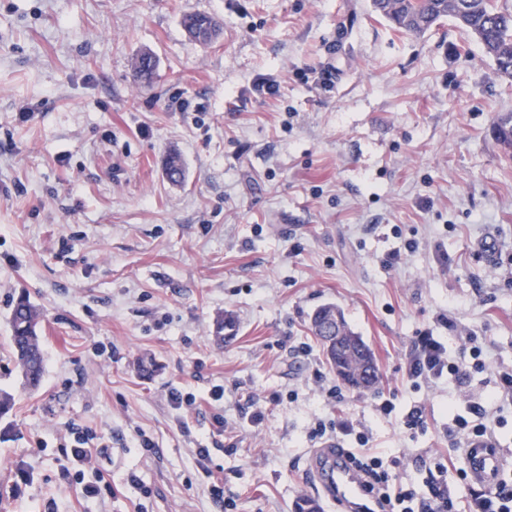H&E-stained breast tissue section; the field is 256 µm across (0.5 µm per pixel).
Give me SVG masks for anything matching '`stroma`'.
Wrapping results in <instances>:
<instances>
[{"label":"stroma","instance_id":"35a3bbf8","mask_svg":"<svg viewBox=\"0 0 512 512\" xmlns=\"http://www.w3.org/2000/svg\"><path fill=\"white\" fill-rule=\"evenodd\" d=\"M187 12L215 17L219 38L192 39ZM145 52L157 66L140 84ZM508 114L512 80L450 19L414 37L371 0H0V388L15 396L0 512H294L318 496L309 431L340 419L355 432L336 447L421 493L418 459L457 455L453 417L473 402L501 419L512 472V402L487 401L512 369V159L494 133ZM22 294L41 313L34 392L10 341ZM325 304L369 345L374 389L326 362L309 330ZM228 313L237 332L217 340ZM452 323L485 370L462 388L411 378L417 336ZM173 388L195 410L173 409ZM74 424L96 429L111 493L87 497L95 471L68 472Z\"/></svg>","mask_w":512,"mask_h":512}]
</instances>
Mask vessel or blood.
<instances>
[{
  "mask_svg": "<svg viewBox=\"0 0 512 512\" xmlns=\"http://www.w3.org/2000/svg\"><path fill=\"white\" fill-rule=\"evenodd\" d=\"M467 470L481 485H490L504 459L493 448H470L465 455ZM318 491L337 512H374L376 505L346 454L335 448L317 450L308 467Z\"/></svg>",
  "mask_w": 512,
  "mask_h": 512,
  "instance_id": "b4317fda",
  "label": "vessel or blood"
}]
</instances>
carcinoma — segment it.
Returning a JSON list of instances; mask_svg holds the SVG:
<instances>
[{
    "label": "carcinoma",
    "mask_w": 512,
    "mask_h": 512,
    "mask_svg": "<svg viewBox=\"0 0 512 512\" xmlns=\"http://www.w3.org/2000/svg\"><path fill=\"white\" fill-rule=\"evenodd\" d=\"M373 11L391 23L399 32L421 36L444 17L451 18L459 28L477 43L495 65L498 73L512 78V9L500 5L497 0H372ZM182 24L189 35L201 43H208L216 36L214 20L203 13L183 15ZM155 61L144 53L135 61L134 72L139 78L153 75ZM497 139L504 151L512 150V116L499 118ZM347 340L356 354L337 352L321 343L326 359L344 383L358 390H369L377 383V377L368 380L358 373L357 360L369 365L373 362L370 348L361 337L341 319ZM39 313L26 295H21L13 306L9 326L14 361L26 385L30 389L39 386L44 372V357L38 336Z\"/></svg>",
    "instance_id": "cac0c4a2"
}]
</instances>
